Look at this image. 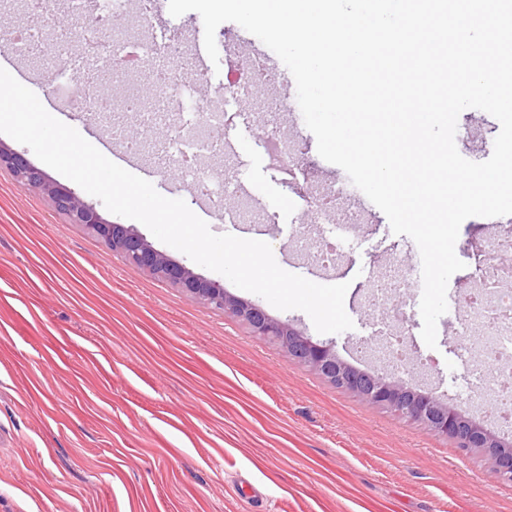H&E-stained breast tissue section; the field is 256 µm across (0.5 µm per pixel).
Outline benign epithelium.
<instances>
[{"label":"benign epithelium","instance_id":"1","mask_svg":"<svg viewBox=\"0 0 512 512\" xmlns=\"http://www.w3.org/2000/svg\"><path fill=\"white\" fill-rule=\"evenodd\" d=\"M0 165L13 169L22 185L46 191L57 207L65 211L70 223L93 230L108 248L121 253L129 262L172 281L189 297L241 318L256 335L276 337L289 358L308 365L339 388L444 435L459 448L482 449L492 458L498 481L512 484L511 440L492 433L437 397L409 387L395 377L393 370L373 372L365 379L354 376L351 365L336 353L333 345L312 341L290 325L270 317L262 307L228 295L219 282L201 278L185 266L171 262L143 236L121 224L104 220L98 210L81 200L74 190L49 182L42 171L2 144Z\"/></svg>","mask_w":512,"mask_h":512}]
</instances>
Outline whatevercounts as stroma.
I'll return each mask as SVG.
<instances>
[{"label":"stroma","instance_id":"obj_1","mask_svg":"<svg viewBox=\"0 0 512 512\" xmlns=\"http://www.w3.org/2000/svg\"><path fill=\"white\" fill-rule=\"evenodd\" d=\"M152 24L182 40L179 65L193 93L170 105L177 126L194 108H222L227 140L252 145L247 158L223 150L197 163L211 180L233 176L223 206L199 198L182 176L156 160L159 126L128 120L144 148L128 171L180 198L217 234L269 243L284 270L319 284L348 283L344 307L353 329L316 332L300 310H280L225 283L227 294L265 306L268 315L334 345L367 369L358 339L372 332L366 298L391 262L413 269L398 299L412 359L423 362L422 389L462 412L482 413L483 397L465 403L459 390L471 364L455 351L457 319L470 280L486 260L483 245L512 225L507 217H471L455 251L463 270L448 283V311L437 346L421 338V258L415 242L393 234L382 211L361 212L354 197L340 214L356 215L330 267L309 253L317 225L314 185H349L343 169L322 159L301 112L269 119L264 132L242 124L259 96H224L243 32L222 23L218 62L199 61L204 37L198 13L152 14ZM5 60L48 111L88 141L106 131L87 117L72 89H45L44 56L5 53ZM287 134L302 153L293 165L274 157L265 138ZM500 131L485 111L459 118L455 142L471 161L487 160ZM267 488L263 510L237 488L239 479ZM0 512H512V484L500 483L488 457L463 452L447 437L336 388L239 318L189 298L177 286L125 261L84 226L70 223L43 190L20 185L0 166Z\"/></svg>","mask_w":512,"mask_h":512}]
</instances>
